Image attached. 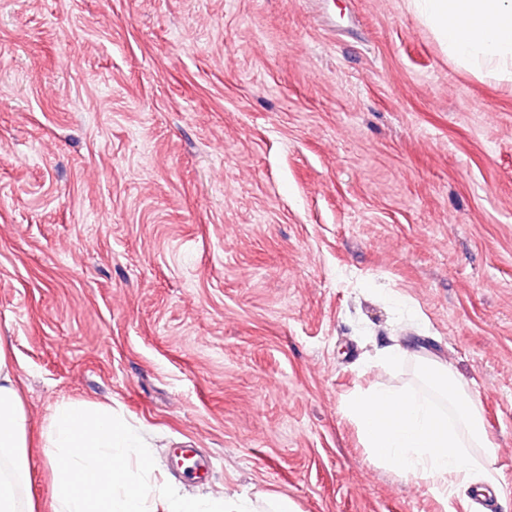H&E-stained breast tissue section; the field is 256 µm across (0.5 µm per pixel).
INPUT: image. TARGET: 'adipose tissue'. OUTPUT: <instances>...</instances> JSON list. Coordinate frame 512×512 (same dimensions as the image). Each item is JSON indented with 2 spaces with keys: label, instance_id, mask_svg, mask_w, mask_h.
<instances>
[{
  "label": "adipose tissue",
  "instance_id": "1",
  "mask_svg": "<svg viewBox=\"0 0 512 512\" xmlns=\"http://www.w3.org/2000/svg\"><path fill=\"white\" fill-rule=\"evenodd\" d=\"M457 58L494 65L512 81V0H414ZM49 512H256L240 495L189 497L158 483L145 432L111 407L62 401L43 429ZM29 419L0 336V512H37L30 484Z\"/></svg>",
  "mask_w": 512,
  "mask_h": 512
}]
</instances>
